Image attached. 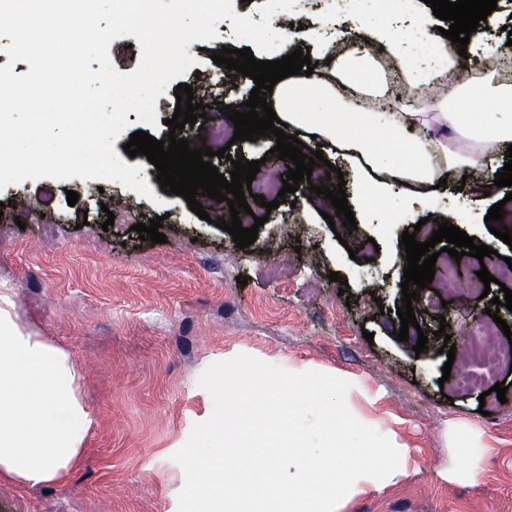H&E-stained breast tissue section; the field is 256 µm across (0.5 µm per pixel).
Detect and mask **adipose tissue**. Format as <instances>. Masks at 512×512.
<instances>
[{
    "instance_id": "adipose-tissue-1",
    "label": "adipose tissue",
    "mask_w": 512,
    "mask_h": 512,
    "mask_svg": "<svg viewBox=\"0 0 512 512\" xmlns=\"http://www.w3.org/2000/svg\"><path fill=\"white\" fill-rule=\"evenodd\" d=\"M423 27L446 51L441 67L415 63L386 25L363 30L338 22L312 55L317 62L312 75L279 81L273 103L282 122L307 128L349 161L374 195L385 196L401 182L409 185L407 223L426 206L428 187L438 184L445 170H488L491 154L512 145V113L497 109L512 102V82L496 71L502 59H512V48H491L482 65L472 68L431 22ZM391 63L407 87L442 81L448 86L445 96L416 112L352 111L348 99L387 97ZM478 101L489 104V111L474 113ZM378 131L409 137L408 165L384 163L365 138ZM88 422L69 355L33 335L19 319L12 296L1 291L0 482L20 487L63 482L81 461Z\"/></svg>"
}]
</instances>
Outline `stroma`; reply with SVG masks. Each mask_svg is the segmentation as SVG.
I'll use <instances>...</instances> for the list:
<instances>
[{
    "instance_id": "stroma-1",
    "label": "stroma",
    "mask_w": 512,
    "mask_h": 512,
    "mask_svg": "<svg viewBox=\"0 0 512 512\" xmlns=\"http://www.w3.org/2000/svg\"><path fill=\"white\" fill-rule=\"evenodd\" d=\"M408 5L386 19L364 0L346 18L363 26L386 19L402 33L433 16L424 0ZM511 35L512 0H497L470 40L492 47ZM244 46L228 22L216 38L193 44L197 66L183 81L215 121L224 116L213 106L211 79L221 68L211 54ZM331 162L343 171L358 229L331 230L330 200L302 185L277 209L252 204L265 224L244 249L182 196L162 191L155 166L140 155L130 163L147 179L149 198L106 179H28L0 191V289H10L33 334L68 352L91 417L80 465L53 486L1 483L0 512H178L185 474L172 455L213 410L198 377L240 354L348 381L353 416L406 449L404 474L382 489L363 488L341 512H512V369L495 375L508 385L502 401L455 384L479 373L469 348L491 320L489 298L473 285L479 260L463 256L452 282L421 289L411 300L418 326L398 341L408 189L371 198L344 160ZM476 187L475 175L449 171L427 211L451 223L466 215L468 236L510 258L512 247L485 221L507 190L479 203ZM71 190L79 194L73 205ZM156 217L166 242L140 240L134 224ZM333 271L347 287L329 280ZM240 275L247 285L237 283ZM422 333L428 343L418 354ZM448 339L452 358L440 351ZM469 446L483 451L472 479L462 476Z\"/></svg>"
}]
</instances>
